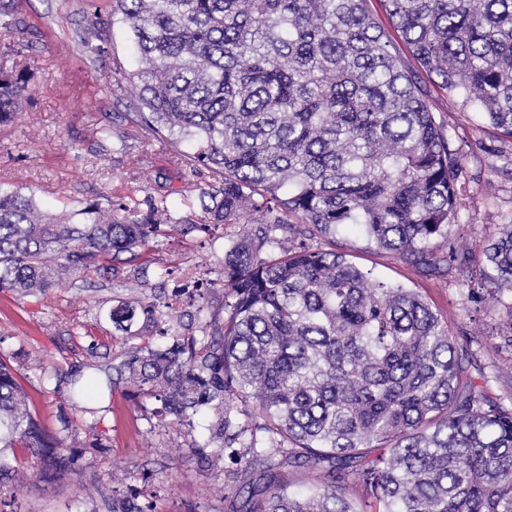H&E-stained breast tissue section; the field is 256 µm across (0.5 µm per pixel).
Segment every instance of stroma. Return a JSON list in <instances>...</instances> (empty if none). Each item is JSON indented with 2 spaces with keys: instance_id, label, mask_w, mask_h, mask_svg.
I'll list each match as a JSON object with an SVG mask.
<instances>
[{
  "instance_id": "stroma-1",
  "label": "stroma",
  "mask_w": 512,
  "mask_h": 512,
  "mask_svg": "<svg viewBox=\"0 0 512 512\" xmlns=\"http://www.w3.org/2000/svg\"><path fill=\"white\" fill-rule=\"evenodd\" d=\"M19 34L0 39V69H25L30 101L0 126V187L33 193L41 208L59 212L90 200L127 204L164 195L183 232L159 239L142 288L159 298L172 319L200 330L224 316V251L236 238L232 224H202L200 192L211 180L192 167L179 147L143 129L125 73L134 70L126 25L112 18L108 0L92 15L86 0H14ZM99 19L106 49L87 56L75 34ZM420 81L436 120L448 128L458 156V221L448 244L475 261L434 273L378 250L366 235L346 229L336 249L370 281L399 284L426 297L448 324L473 383L512 408V296L495 292L490 266L477 256L488 240L512 225V138L489 126L461 92ZM110 126L111 142L97 129ZM120 277L94 278L74 288L63 282L47 294L20 297L0 290V357L13 367L42 428L60 429L70 374L86 370L89 350L111 363L121 346L107 313L135 282L134 265L119 263ZM159 401L137 406L123 388L97 398L77 416L80 466L48 482L29 475L6 482L0 512H108L113 496L130 498L145 512H243L242 482L224 474L202 449L210 417L192 426L158 416Z\"/></svg>"
}]
</instances>
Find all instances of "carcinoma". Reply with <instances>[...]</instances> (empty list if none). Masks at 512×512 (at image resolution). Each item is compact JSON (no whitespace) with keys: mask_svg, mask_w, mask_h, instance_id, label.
Returning a JSON list of instances; mask_svg holds the SVG:
<instances>
[{"mask_svg":"<svg viewBox=\"0 0 512 512\" xmlns=\"http://www.w3.org/2000/svg\"><path fill=\"white\" fill-rule=\"evenodd\" d=\"M392 27L448 92L461 90L487 122L512 137V0H381ZM131 33L139 67L127 74L142 125L213 183L200 194L214 223L238 226L224 251V318L200 336L159 345L157 303L129 295L109 309L112 335L133 340L112 374L70 377L72 411L101 385L162 402L181 424L211 415L224 441L231 414L258 420L224 446L233 478L266 481L249 512H512V409L477 390L448 325L418 293L369 283L331 247L360 227L375 246L435 269L454 260L459 160L427 91L390 51L367 0H111ZM17 30L0 6V37ZM104 52L95 26L79 33ZM23 71H0V125L28 100ZM139 207L90 201L69 212L0 187V288L44 294L64 278L114 274L118 255L178 229L166 199ZM287 229L317 240L293 247ZM483 260L495 289L512 294V226ZM60 435L31 413L0 358V480L19 472L22 449L52 480L76 469ZM319 470L289 490L272 470Z\"/></svg>","mask_w":512,"mask_h":512,"instance_id":"obj_1","label":"carcinoma"}]
</instances>
